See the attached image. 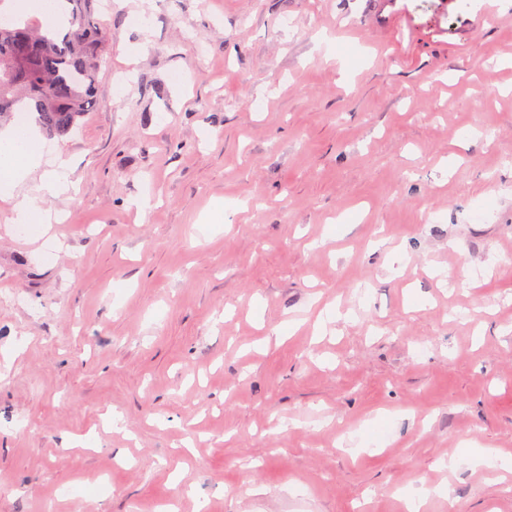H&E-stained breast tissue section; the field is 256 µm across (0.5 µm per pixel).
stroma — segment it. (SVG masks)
<instances>
[{"label": "stroma", "instance_id": "stroma-1", "mask_svg": "<svg viewBox=\"0 0 512 512\" xmlns=\"http://www.w3.org/2000/svg\"><path fill=\"white\" fill-rule=\"evenodd\" d=\"M111 3L61 250L0 200V512H512L499 0Z\"/></svg>", "mask_w": 512, "mask_h": 512}]
</instances>
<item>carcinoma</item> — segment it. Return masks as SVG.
I'll return each mask as SVG.
<instances>
[{"mask_svg": "<svg viewBox=\"0 0 512 512\" xmlns=\"http://www.w3.org/2000/svg\"><path fill=\"white\" fill-rule=\"evenodd\" d=\"M67 31L49 37L28 21L0 19V124L31 111L47 135L71 134L96 105L106 53L100 0H60Z\"/></svg>", "mask_w": 512, "mask_h": 512, "instance_id": "cac0c4a2", "label": "carcinoma"}]
</instances>
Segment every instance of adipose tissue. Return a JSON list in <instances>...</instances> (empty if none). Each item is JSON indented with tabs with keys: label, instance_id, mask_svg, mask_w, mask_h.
I'll use <instances>...</instances> for the list:
<instances>
[{
	"label": "adipose tissue",
	"instance_id": "obj_1",
	"mask_svg": "<svg viewBox=\"0 0 512 512\" xmlns=\"http://www.w3.org/2000/svg\"><path fill=\"white\" fill-rule=\"evenodd\" d=\"M42 139L31 124H11L0 130V198L13 202L12 221L46 228L51 213L38 204V197L56 198L70 189L63 175L64 160H57L55 168L43 169ZM42 176L37 187V197H16V188L34 171Z\"/></svg>",
	"mask_w": 512,
	"mask_h": 512
}]
</instances>
